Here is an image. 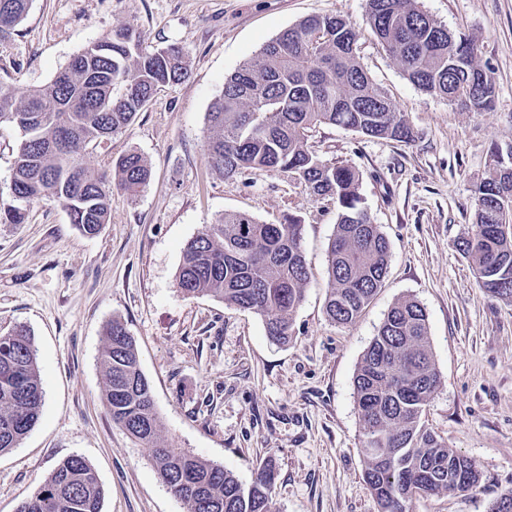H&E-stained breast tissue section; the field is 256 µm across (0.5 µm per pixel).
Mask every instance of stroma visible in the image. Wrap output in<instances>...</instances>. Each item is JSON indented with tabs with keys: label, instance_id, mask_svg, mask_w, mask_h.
Masks as SVG:
<instances>
[{
	"label": "stroma",
	"instance_id": "stroma-1",
	"mask_svg": "<svg viewBox=\"0 0 512 512\" xmlns=\"http://www.w3.org/2000/svg\"><path fill=\"white\" fill-rule=\"evenodd\" d=\"M417 4L476 40L495 80L489 111L412 85L373 34L366 0H32L0 43V83L19 91L47 85L128 23L144 47L183 46L190 66L125 131L87 151L95 168L134 151L151 169L137 197L113 190L111 221L98 235H82L51 199L34 202L27 223L0 224V333L30 328L44 391L37 425L0 453V512H15L73 454L97 472L102 512H187L148 448L106 408L100 354L114 320L136 342L165 442L246 485L273 463L274 512H378L363 479L353 378L402 298L424 307L441 375L424 424L480 472L476 489L418 499L413 512H488L512 488V303L480 287L457 247L493 154L512 159V0ZM325 14L351 22L361 65L414 132L396 142L324 125L309 140L321 160L359 171L364 204L390 243L383 286L350 325L325 313L335 205L280 171L224 177L204 153L225 76L284 29ZM227 212L303 224L309 282L288 345L273 343L255 313L177 286L186 244Z\"/></svg>",
	"mask_w": 512,
	"mask_h": 512
}]
</instances>
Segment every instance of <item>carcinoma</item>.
Here are the masks:
<instances>
[{
	"label": "carcinoma",
	"mask_w": 512,
	"mask_h": 512,
	"mask_svg": "<svg viewBox=\"0 0 512 512\" xmlns=\"http://www.w3.org/2000/svg\"><path fill=\"white\" fill-rule=\"evenodd\" d=\"M32 0H0V42L9 40ZM371 29L418 88L475 112L490 109L492 72L476 63L477 46L455 35L416 0H367ZM357 33L340 15H313L281 31L258 56L224 79L208 112L204 151L226 178L278 170L318 199L336 204L330 246L327 317L355 322L384 282L390 244L363 205L358 171L324 162L311 150L313 129L333 125L368 137L408 142L413 131L361 66ZM189 53L169 45L151 52L138 31L121 25L78 54L48 85L20 93L0 83V124L21 133L14 157L11 203L1 224H24L30 205L50 198L79 231L93 236L110 222L112 186L131 196L148 183L146 160L130 152L114 172L84 162V154L134 121L157 90L188 74ZM512 164L499 161L474 188V224L457 243L492 297L512 301ZM302 224H267L230 212L184 248L177 285L187 296L209 295L258 314L267 336L286 345L308 284ZM105 401L112 421L151 452L155 469L188 512H273L275 470L261 467L242 484L233 472L161 442L149 382L135 342L112 321L102 351ZM441 383L428 317L413 299L397 301L362 356L353 385L363 432L364 480L379 512H410L411 502L478 486L476 463L438 441L422 423ZM43 387L31 331L0 334V452L36 425ZM104 490L79 455L62 460L17 512H101Z\"/></svg>",
	"instance_id": "cac0c4a2"
}]
</instances>
